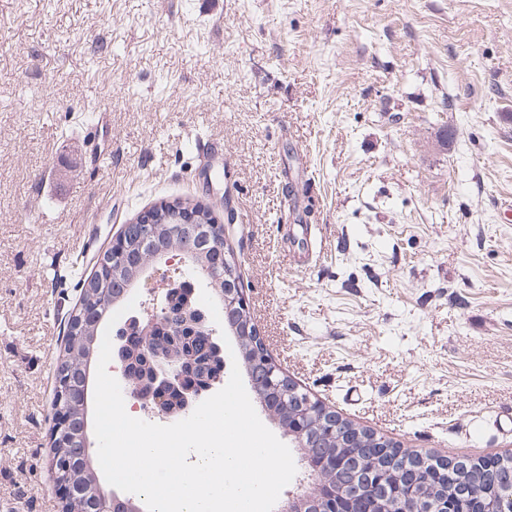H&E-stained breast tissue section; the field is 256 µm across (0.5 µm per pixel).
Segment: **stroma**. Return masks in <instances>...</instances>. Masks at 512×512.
<instances>
[{
    "label": "stroma",
    "mask_w": 512,
    "mask_h": 512,
    "mask_svg": "<svg viewBox=\"0 0 512 512\" xmlns=\"http://www.w3.org/2000/svg\"><path fill=\"white\" fill-rule=\"evenodd\" d=\"M175 199L233 224L301 390L404 448L512 455V0H0V512H61L80 281Z\"/></svg>",
    "instance_id": "1"
}]
</instances>
